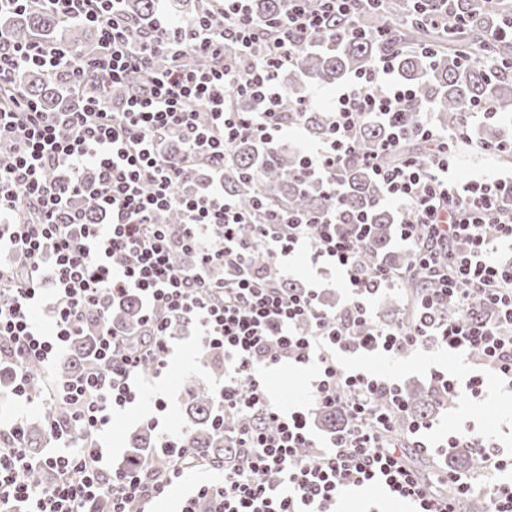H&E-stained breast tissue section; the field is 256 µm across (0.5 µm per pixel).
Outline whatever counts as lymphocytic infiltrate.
Wrapping results in <instances>:
<instances>
[{
  "label": "lymphocytic infiltrate",
  "mask_w": 512,
  "mask_h": 512,
  "mask_svg": "<svg viewBox=\"0 0 512 512\" xmlns=\"http://www.w3.org/2000/svg\"><path fill=\"white\" fill-rule=\"evenodd\" d=\"M250 2L211 0L188 23L157 19L141 31L125 18L123 0H0V15L35 3L63 21L92 26L102 47L84 57L57 42L14 41L0 30V284L10 286L9 303L0 302V366L14 378L12 395L27 397L31 362L54 372L89 310L127 293L143 301L141 333L102 323L96 364L55 381L44 396L45 406L64 401L71 415L63 424L46 413L56 447L41 462L29 456L21 422L0 430V512H91L99 501L109 512H149L189 462L204 463L203 449L186 436L169 439L155 418L147 426L171 451L162 479L150 478L143 456L109 466L101 444L114 411L135 401L144 361L166 367L174 348L167 325L175 318L190 321L198 342L224 356L215 422L222 427L236 419L240 450L225 462L222 481L197 485L180 512H198L202 499L209 512H335L343 487L369 484L412 502L415 512H463L478 494L485 512H512V457L487 435L465 423L441 448L445 455L470 448L482 457L483 488H475L473 473L453 470L442 476L452 494H435L404 446L383 440L408 412L402 388L336 361L337 352L355 346L401 355L437 345L478 365L462 385L433 371L431 386L443 395L463 387L476 397L493 385H512V265L495 258L512 250V217L502 216L512 210V173L462 182L452 171L469 128L499 119V112L484 102L453 130L429 118L407 126L402 115L411 94L395 78V55L385 53L337 91L330 135L304 153L302 175L327 189L335 201L330 211L246 214L220 186L177 192L194 162L223 168L236 139L276 142L278 75L291 67L298 41L333 20L360 31L353 0H285V9L266 21L252 15ZM271 31L270 53L239 66ZM25 68L66 74L73 90L121 85L128 94L114 108L100 93L78 110L45 112L15 80ZM228 87L257 96L261 107L235 111L224 95ZM367 120L389 129L379 154L401 151L415 138L425 146L423 158L388 167L379 154H359L356 132ZM356 154L379 183L377 205L411 214L396 225L394 238L411 253L412 273L431 283L411 316L390 322L374 321L367 302L397 289L403 273L365 264L372 241L367 214L352 217L350 234L337 229L336 171ZM90 190L97 224L70 207L73 196ZM171 209L183 227L176 240L154 221L157 211ZM245 224L272 256L275 275L251 267L250 244L240 235ZM300 250L347 276L352 296L339 311L322 309L317 289L278 285L276 274ZM217 267L223 279H214ZM477 300L486 313L475 311ZM447 301L453 312H438ZM291 362L313 366L312 411L337 408L347 417L323 449L315 447L311 411L281 412L262 378ZM37 464L53 473L46 486L29 481Z\"/></svg>",
  "instance_id": "obj_1"
}]
</instances>
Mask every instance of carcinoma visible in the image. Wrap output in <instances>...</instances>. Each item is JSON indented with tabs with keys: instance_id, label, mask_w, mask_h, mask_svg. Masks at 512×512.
Here are the masks:
<instances>
[{
	"instance_id": "obj_1",
	"label": "carcinoma",
	"mask_w": 512,
	"mask_h": 512,
	"mask_svg": "<svg viewBox=\"0 0 512 512\" xmlns=\"http://www.w3.org/2000/svg\"><path fill=\"white\" fill-rule=\"evenodd\" d=\"M284 0H252L253 15L259 20L269 19L280 13ZM439 7L432 0H363L358 10L367 20L370 36H352L344 32V25L332 26L329 31L307 39L296 52L291 69L282 72L279 81L282 97L279 109L285 124H300L312 139H323L330 133L331 114L327 110L303 108L301 104L317 87L338 85L351 75L370 67L381 53L405 41L414 33L424 34L423 10ZM158 0H126L124 11L129 21L141 30H148L156 11ZM465 18L462 32L468 45L478 47L487 38L496 36L494 58L490 61L472 60L460 65L454 49L438 52L434 61H429L414 48H406L396 59L398 78L415 92L408 106L404 122L414 126L427 110L434 113L435 122L444 127H455L464 112L473 104L488 102L498 112L512 113V67L503 66L512 62V36L506 34L512 20V4L507 0H448V34H453L454 21ZM12 37L25 41L33 37H58V41L84 54L97 49V35L92 28L82 25L64 24L57 16L40 8H29L13 13L0 20ZM18 79L26 91L46 109L56 111L68 105H76L84 94H93V89H81L62 97L61 88L66 77H49L37 69L19 72ZM238 112L258 109V100L250 94L233 89L224 90ZM386 136V130L375 123H365L359 133L358 152L370 153ZM302 154L279 142L265 146L250 138L237 139L231 153L224 161V194L234 198L244 210L252 211L263 203L278 211L302 210L322 214L330 206L323 186L317 182L301 179ZM340 189L343 207L349 211L365 210L373 224L375 248L370 255L384 254L391 265L399 270L406 268L409 254L389 251L390 225L399 222L402 215L384 207L374 206L379 194L377 182L358 157L345 159L340 166ZM156 223L168 225L172 234L180 236V217L175 211L157 215ZM244 238L252 240L250 262L254 269L269 271L274 262L264 247L252 239V228L243 226ZM139 309L138 301L130 296L123 307L92 310L88 313L83 335L76 337L66 358L58 364L55 375L70 377L85 366L88 355L94 348V333L100 318L116 324H133ZM403 309L402 300L393 295L381 299L380 319L389 320ZM197 359L214 374L224 372V359L214 350L202 348ZM29 391L35 396L45 394L46 382L38 364L29 366ZM411 414L415 418L430 415L443 405L442 397L426 389L407 392ZM185 411L189 417L188 435L194 446L207 450V462L220 464L237 452L233 443L224 441L213 430L214 402L209 388L196 384L184 393ZM27 450L31 458L38 459L45 453L51 436L42 419L24 424ZM131 453L149 455L153 471L166 473L169 466L168 448L156 447L152 432L142 427L132 435Z\"/></svg>"
}]
</instances>
